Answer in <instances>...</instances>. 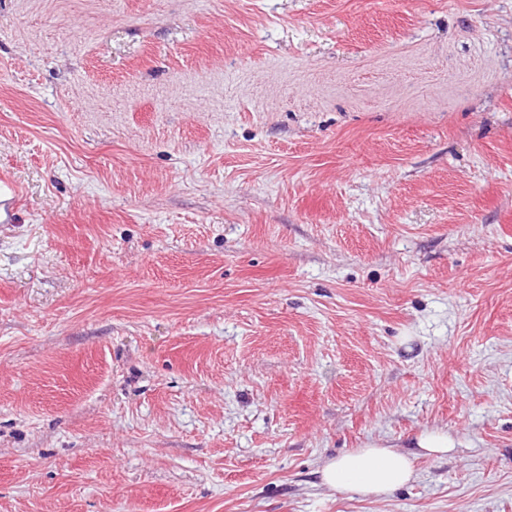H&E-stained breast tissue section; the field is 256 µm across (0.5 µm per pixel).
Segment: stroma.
Returning <instances> with one entry per match:
<instances>
[{"label": "stroma", "instance_id": "35a3bbf8", "mask_svg": "<svg viewBox=\"0 0 512 512\" xmlns=\"http://www.w3.org/2000/svg\"><path fill=\"white\" fill-rule=\"evenodd\" d=\"M1 172L0 512H512V0H0ZM448 431L425 430L415 446L420 452L399 451L382 440H370L362 448H353L325 460L317 474L323 485L333 489L352 490L363 496L386 498L412 482L416 476L414 459L417 455L441 456L455 446Z\"/></svg>", "mask_w": 512, "mask_h": 512}]
</instances>
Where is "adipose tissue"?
<instances>
[{
    "label": "adipose tissue",
    "mask_w": 512,
    "mask_h": 512,
    "mask_svg": "<svg viewBox=\"0 0 512 512\" xmlns=\"http://www.w3.org/2000/svg\"><path fill=\"white\" fill-rule=\"evenodd\" d=\"M415 446L417 451L411 454L399 451L385 441L371 440L363 447L325 460L318 469V475L321 483L330 488L385 498L414 480L416 455L451 453L455 441L445 431L426 430L417 436Z\"/></svg>",
    "instance_id": "ef3b65f1"
}]
</instances>
